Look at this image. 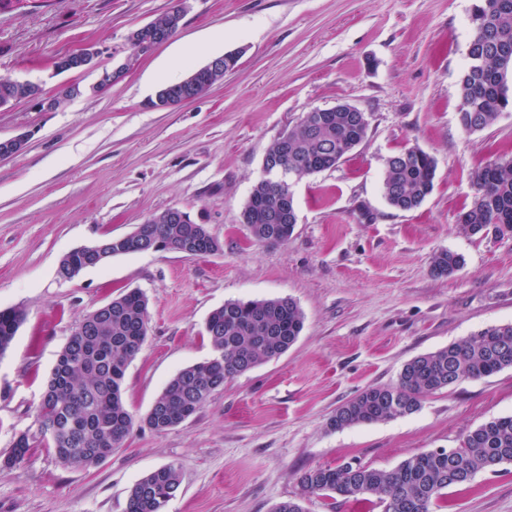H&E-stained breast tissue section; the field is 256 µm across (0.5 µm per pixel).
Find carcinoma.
Listing matches in <instances>:
<instances>
[{
  "instance_id": "cac0c4a2",
  "label": "carcinoma",
  "mask_w": 512,
  "mask_h": 512,
  "mask_svg": "<svg viewBox=\"0 0 512 512\" xmlns=\"http://www.w3.org/2000/svg\"><path fill=\"white\" fill-rule=\"evenodd\" d=\"M185 13L184 0L151 23L156 40L172 38ZM471 27L468 64L459 79V121L468 131H480L501 112L512 109V0H477ZM224 72L200 71V84L209 89L233 70L239 53L220 56ZM40 86L0 77V106L39 98ZM320 111L304 116L298 128L275 139L268 161L288 167L294 177L331 169L367 137L369 124L357 112L330 113L331 120L313 125ZM437 163L424 150L406 149L386 161L383 193L401 211L420 207L434 188ZM473 200L463 209L459 227L466 233L512 235V159L494 162L473 176ZM278 180L261 179L252 187L241 213L251 238L266 245L280 244L292 235L295 223L283 224L275 211L282 200ZM152 245L157 251L203 257L222 247L212 243L205 224H156ZM463 265L450 251L434 254L431 271L448 277ZM87 268L85 252L77 248L61 259L60 274L70 277ZM20 308L0 310V353L7 350L23 322ZM304 316L286 297L230 300L216 308L205 324L213 350L211 358L178 371L135 424L126 408L123 385L128 366L147 336L148 300L139 289L119 294L77 325L59 354L37 411L39 434H22L4 464L22 462L35 447L37 436L66 467L99 464L104 448H119L134 426L163 432L199 411L224 382L284 354L298 339ZM512 368V323L493 326L473 338L454 342L409 360L393 385L373 386L336 408L329 425L344 429L414 413L421 399L465 379H481ZM54 423L52 433L45 425ZM512 464V415L501 416L467 431L456 448L414 453L390 470L344 462L302 473V495L276 504L271 512H306L312 498L336 499L372 495L383 512H431L448 489L469 484L477 473ZM181 485L179 469L170 464L144 476L131 488L126 512H163Z\"/></svg>"
}]
</instances>
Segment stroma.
Returning a JSON list of instances; mask_svg holds the SVG:
<instances>
[{"instance_id": "stroma-1", "label": "stroma", "mask_w": 512, "mask_h": 512, "mask_svg": "<svg viewBox=\"0 0 512 512\" xmlns=\"http://www.w3.org/2000/svg\"><path fill=\"white\" fill-rule=\"evenodd\" d=\"M475 0H187L177 33L105 92L89 88L113 50L172 0H13L0 9V76L44 96L80 83L52 110L0 108V139H28L0 158V309L26 319L0 355V457L36 432L44 384L79 321L121 291L145 292L146 340L124 398L142 418L180 369L211 357L209 313L229 300L294 299L304 314L279 358L228 379L180 426L134 429L110 457L62 466L42 447L0 466V512H126L129 491L175 465L181 486L164 512H271L299 494L307 470L354 461L388 470L408 455L457 447L464 432L512 414V369L425 396L388 421L333 429L341 404L392 385L406 362L512 322V236L457 226L472 177L512 158V109L490 126L459 122L458 82ZM95 46V70L54 74L60 56ZM238 66L205 94L166 110L163 85L232 50ZM349 104L370 121L336 167L291 185L297 224L287 242L254 243L241 222L271 143L306 112ZM418 147L437 162L415 210L382 192L388 157ZM169 208L223 244L213 255H116L71 279L63 255L123 236ZM465 258L450 277L432 256ZM434 512H512V465L449 490Z\"/></svg>"}]
</instances>
